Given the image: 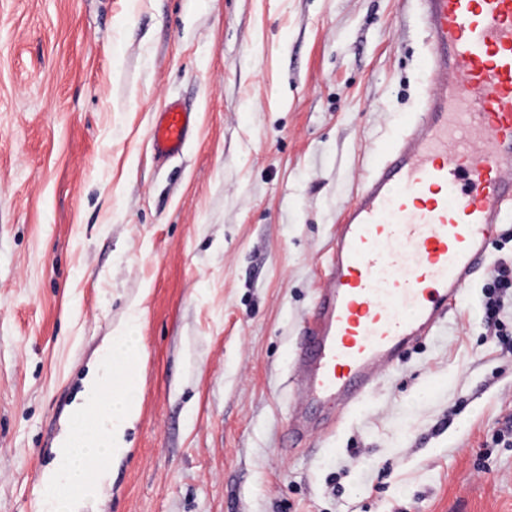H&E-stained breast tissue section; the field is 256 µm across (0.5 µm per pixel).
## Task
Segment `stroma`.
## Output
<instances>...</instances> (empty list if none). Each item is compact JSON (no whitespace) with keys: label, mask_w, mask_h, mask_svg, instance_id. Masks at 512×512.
<instances>
[{"label":"stroma","mask_w":512,"mask_h":512,"mask_svg":"<svg viewBox=\"0 0 512 512\" xmlns=\"http://www.w3.org/2000/svg\"><path fill=\"white\" fill-rule=\"evenodd\" d=\"M413 0H0V512H40L133 308L141 409L83 512H512V349L466 287L348 418L290 437L342 212L427 78ZM182 154L148 142L171 101ZM194 112L179 102H171L157 112L149 130V141L159 159L182 153L192 132Z\"/></svg>","instance_id":"1"}]
</instances>
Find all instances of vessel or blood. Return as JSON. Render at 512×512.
I'll return each mask as SVG.
<instances>
[{"label": "vessel or blood", "instance_id": "vessel-or-blood-1", "mask_svg": "<svg viewBox=\"0 0 512 512\" xmlns=\"http://www.w3.org/2000/svg\"><path fill=\"white\" fill-rule=\"evenodd\" d=\"M429 79L420 112L383 150L336 226L296 362L292 433L306 410L351 412L429 334L512 221V0H419ZM194 114L173 102L149 130L182 153Z\"/></svg>", "mask_w": 512, "mask_h": 512}]
</instances>
